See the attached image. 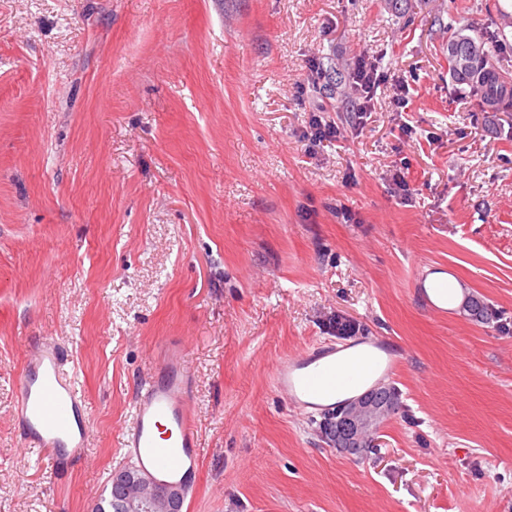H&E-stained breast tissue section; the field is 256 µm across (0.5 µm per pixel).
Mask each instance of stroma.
I'll return each instance as SVG.
<instances>
[{"mask_svg": "<svg viewBox=\"0 0 512 512\" xmlns=\"http://www.w3.org/2000/svg\"><path fill=\"white\" fill-rule=\"evenodd\" d=\"M466 26L512 79L500 0H0V512H93L167 341L195 373L182 512H512V108L452 81ZM418 261L492 318L431 314ZM335 315L407 350L359 456L270 377L344 344ZM47 339L91 425L62 474L17 419ZM376 71L375 65L360 60L355 65L353 73L351 74L352 83L359 92V98L363 99V103L360 104L361 110L365 112L369 109L373 89L381 80L386 79V77L383 78L380 74L378 75ZM384 395L385 399L382 404H378L376 407L363 413L366 418L370 419L372 425L377 426L398 408V395L394 388L388 387Z\"/></svg>", "mask_w": 512, "mask_h": 512, "instance_id": "stroma-1", "label": "stroma"}]
</instances>
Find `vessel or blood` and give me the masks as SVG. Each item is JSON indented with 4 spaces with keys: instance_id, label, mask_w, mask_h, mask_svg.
I'll return each instance as SVG.
<instances>
[{
    "instance_id": "obj_1",
    "label": "vessel or blood",
    "mask_w": 512,
    "mask_h": 512,
    "mask_svg": "<svg viewBox=\"0 0 512 512\" xmlns=\"http://www.w3.org/2000/svg\"><path fill=\"white\" fill-rule=\"evenodd\" d=\"M415 287L430 309L447 314L455 301V288L445 279L415 276ZM360 350L337 354L335 347L321 353L297 352L272 365L271 379L279 394L299 411L329 410V397L350 394L363 386L380 384L396 376L405 350L379 336L360 337ZM192 369L179 351H169L161 376L149 378L135 397L133 421L123 433L125 453L138 462L141 475L152 484L195 491L199 481L198 437L191 398ZM19 413L25 428L24 446L61 466V449L82 453L91 428L75 370L66 366L54 344L38 347L22 371Z\"/></svg>"
}]
</instances>
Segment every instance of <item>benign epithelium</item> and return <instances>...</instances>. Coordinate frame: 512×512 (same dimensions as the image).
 Returning a JSON list of instances; mask_svg holds the SVG:
<instances>
[{"instance_id": "1", "label": "benign epithelium", "mask_w": 512, "mask_h": 512, "mask_svg": "<svg viewBox=\"0 0 512 512\" xmlns=\"http://www.w3.org/2000/svg\"><path fill=\"white\" fill-rule=\"evenodd\" d=\"M339 433L358 445L362 421L348 411H336ZM111 489L120 512H182V494L175 488L147 486L136 472L124 469L113 473Z\"/></svg>"}]
</instances>
